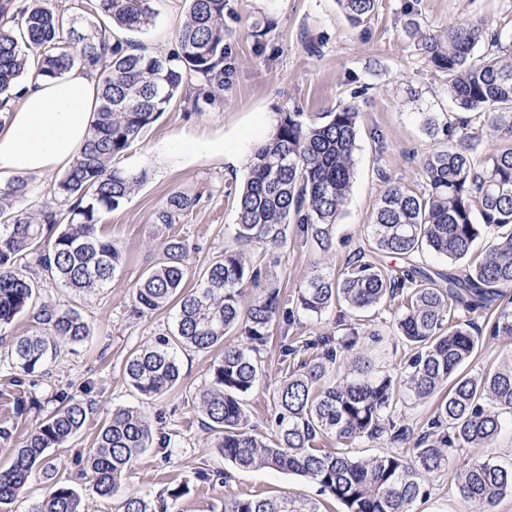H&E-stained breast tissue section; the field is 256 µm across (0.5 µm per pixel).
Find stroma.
<instances>
[{
  "label": "stroma",
  "mask_w": 512,
  "mask_h": 512,
  "mask_svg": "<svg viewBox=\"0 0 512 512\" xmlns=\"http://www.w3.org/2000/svg\"><path fill=\"white\" fill-rule=\"evenodd\" d=\"M155 19L136 39L156 55L169 52L185 16V0H155ZM413 9L423 27L440 31L448 25L485 22L512 43V0H378L372 19L352 26L336 0H228L224 11L231 70L224 92L195 109L198 80H190L178 99L121 158L130 169L149 168L150 179L118 210L104 213L101 224L122 249L125 265L106 288L78 297L46 284L42 301L79 309L92 328L81 343H61L47 362L38 388L41 400L58 392L84 396L93 410L81 433L65 448H53L48 459L81 496V512H117V498L105 499L92 489L83 461L93 448L100 426L114 407L141 405L151 422H164L179 436L167 452L149 449L121 479L120 496L156 498L180 485L185 494L169 502L167 512H220L235 495L302 496L318 500L321 512H344L343 505L320 495L314 483L272 470H240L218 451V437L203 426L193 398L210 379L214 353L180 351L181 382L160 398L141 403L125 382L124 364L138 348L169 334L175 310L132 316L136 281L161 255L165 238L178 235L192 247L188 279L196 281L208 261L232 246L237 212L234 194L244 181L254 144L273 130L279 113L310 115L350 105L359 116L356 173L348 203L335 228V246L317 251L296 231H289L280 262L267 277L289 299L314 270L342 272L366 244L367 226L384 184L383 177L422 184L420 162L435 149L419 120L423 112H454L444 76L427 66L418 45L404 28V11ZM318 53H310V46ZM181 191L201 201L172 228L154 224L155 211L169 194ZM381 331L363 350L379 366L401 374L410 348L392 330L390 310L376 309ZM265 369L248 395L250 423L265 430L270 414L268 389L288 365L271 338ZM228 472L227 482L213 479ZM430 495L414 512H463L465 505L451 474L431 479Z\"/></svg>",
  "instance_id": "35a3bbf8"
}]
</instances>
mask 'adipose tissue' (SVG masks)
Returning a JSON list of instances; mask_svg holds the SVG:
<instances>
[{"instance_id": "1", "label": "adipose tissue", "mask_w": 512, "mask_h": 512, "mask_svg": "<svg viewBox=\"0 0 512 512\" xmlns=\"http://www.w3.org/2000/svg\"><path fill=\"white\" fill-rule=\"evenodd\" d=\"M30 78L10 97L0 96V184L68 167L89 136L100 105L97 70L76 67L55 77Z\"/></svg>"}]
</instances>
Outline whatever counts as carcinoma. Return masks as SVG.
Masks as SVG:
<instances>
[{"label":"carcinoma","instance_id":"obj_1","mask_svg":"<svg viewBox=\"0 0 512 512\" xmlns=\"http://www.w3.org/2000/svg\"><path fill=\"white\" fill-rule=\"evenodd\" d=\"M48 0L0 3V95L8 96L26 74L25 61L37 58L38 74L56 77L72 67L99 71L102 92L92 135L48 198L37 209L17 206L29 192L28 179L0 190V327L21 312L38 308V327L17 337L11 347L10 385L17 415L38 405L25 388L58 342L79 343L90 327L73 307L37 305L49 281L81 296L106 287L123 269L124 256L104 233L100 215L128 201L150 177L149 170H127L114 160L171 106L186 82L201 81L210 102L224 91V10L227 0H186L185 19L175 47L165 56L112 34L91 16H104L112 28L138 31L155 18V0H86L79 12L46 6ZM349 22L369 19L378 0H337ZM405 26L415 37L425 63L448 76L456 113H419L424 131L446 143L422 160L424 186L414 188L386 173L373 213L367 246L358 249L344 271L318 269L296 289L288 304L279 290L264 288L243 304L242 287H257L264 260L286 247L295 225L302 238L324 252L334 247V229L343 214L354 177L358 112L346 105L311 118L280 112L273 132L255 145L249 171L236 196L234 245L212 259L193 287L187 285L186 240L171 236L162 258L141 275L134 288V312L148 316L177 307L176 332L129 355L124 378L150 399L180 380L177 349L216 350L210 381L196 396L207 430L219 434L217 448L237 468L270 469L304 477L322 495L338 500L344 512H412L428 496L430 477L454 474L466 512H493L512 495V466L457 454L493 439L501 417L512 416V358L493 369L468 370L479 346L471 314L496 316L490 333L512 332V300L502 288L512 285V143L477 153L484 127L512 140V44L503 45L483 24H455L440 35L423 31L409 11ZM482 54H476L479 44ZM198 196L170 194L155 212V223L172 227L192 211ZM59 228L51 247L47 232ZM489 239L474 254L475 242ZM433 252L452 263L469 260L464 273L433 270L423 262ZM394 255L400 267L384 264ZM400 301L392 326L412 350L404 373L376 369L361 355L371 323L347 319ZM346 306L336 331L316 339L288 335L297 316L319 317ZM280 326L282 356L293 360L279 384L269 389L270 428H250L247 396L262 374L271 328ZM236 332L239 344L225 341ZM444 397L414 448L359 457L353 448L388 434L395 442L410 435L394 417L401 396ZM58 405L11 448L8 468L0 471V505L7 506L42 471L54 481L49 497L35 512H79L80 495L58 477L47 452L68 444L83 428L91 406L65 392ZM177 432L157 436L138 407L112 409L84 460L95 492L111 497L122 475L149 448H167ZM327 438L336 447H324ZM122 512H158L152 501L127 495ZM223 512H319L318 504L280 497H231Z\"/></svg>","mask_w":512,"mask_h":512}]
</instances>
